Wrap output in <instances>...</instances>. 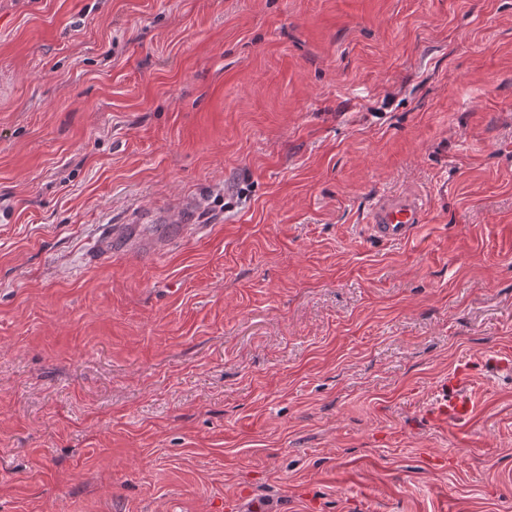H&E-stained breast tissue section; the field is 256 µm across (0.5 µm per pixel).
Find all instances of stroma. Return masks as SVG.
<instances>
[{"mask_svg": "<svg viewBox=\"0 0 512 512\" xmlns=\"http://www.w3.org/2000/svg\"><path fill=\"white\" fill-rule=\"evenodd\" d=\"M493 351L512 0H0V512H512ZM424 216V205L418 199L385 198L375 203L368 216V229L376 238L401 242L407 239ZM473 412V400L463 391L462 382L451 378L445 384L443 396L435 405L432 416L442 425H466Z\"/></svg>", "mask_w": 512, "mask_h": 512, "instance_id": "1", "label": "stroma"}]
</instances>
